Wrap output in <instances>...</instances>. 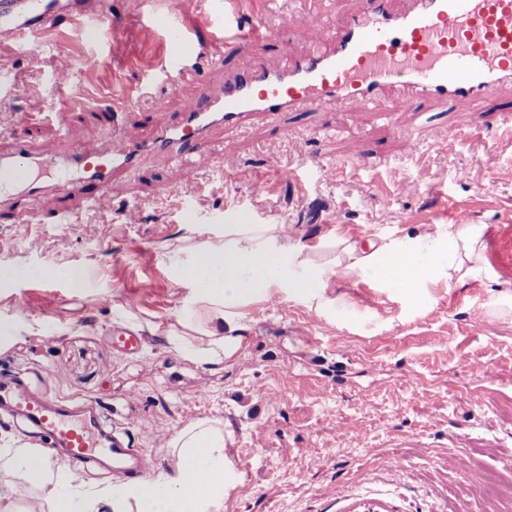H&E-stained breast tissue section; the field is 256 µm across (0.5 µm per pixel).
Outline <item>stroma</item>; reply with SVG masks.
Here are the masks:
<instances>
[{
	"label": "stroma",
	"instance_id": "stroma-1",
	"mask_svg": "<svg viewBox=\"0 0 512 512\" xmlns=\"http://www.w3.org/2000/svg\"><path fill=\"white\" fill-rule=\"evenodd\" d=\"M164 8L112 0V43L95 37L90 16L79 35L61 25L36 41L0 43V107L32 117L0 131V154L17 134L45 155L65 151L38 112L65 113L93 143L117 138L106 114L142 88V136L175 123L195 88L170 85L172 48L153 22ZM323 25L294 21L253 51L282 62L317 44ZM156 97L164 110H154ZM497 104L486 114L464 103L421 112L394 93L380 112L327 103L286 113L277 127L258 119L212 129L180 165L147 155L138 171L116 173L103 206L71 197L76 222L55 218L52 201L31 202L19 222H0V266L14 272L0 284V319L21 314L42 332L1 349L0 372L61 404L111 409L157 472L168 470L178 431L200 420L222 427L242 483L221 512H512V499L489 497L472 476L512 486V323L487 313L512 293V90ZM452 125L465 137L449 148ZM304 140L315 152L308 169ZM240 167L256 182L234 181ZM292 170L304 171L302 182ZM126 208L138 222L123 220ZM462 220L479 235L475 281L436 279L412 306L372 272L293 264L267 299L238 308L246 340L230 367L206 371L177 350L186 321L207 308L181 275L198 246L251 236L277 252L285 242L317 245L333 228L380 243L434 237ZM271 224L292 231L272 238ZM292 278L326 284L346 309L316 316L289 294ZM118 328L143 336L139 353L115 352Z\"/></svg>",
	"mask_w": 512,
	"mask_h": 512
}]
</instances>
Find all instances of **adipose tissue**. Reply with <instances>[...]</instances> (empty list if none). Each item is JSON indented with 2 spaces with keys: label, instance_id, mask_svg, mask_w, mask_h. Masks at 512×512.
Instances as JSON below:
<instances>
[{
  "label": "adipose tissue",
  "instance_id": "adipose-tissue-1",
  "mask_svg": "<svg viewBox=\"0 0 512 512\" xmlns=\"http://www.w3.org/2000/svg\"><path fill=\"white\" fill-rule=\"evenodd\" d=\"M479 236L466 224L449 225L437 237H419L402 242L361 244L335 234L322 238L327 255L315 259L311 249L289 248L293 263L349 275L368 268L388 292L401 294L416 303L426 283L445 277L460 283L474 277L482 256ZM429 252L431 261L420 258ZM199 259L184 269L207 303L205 322L199 337L182 342V357L208 370L234 360L242 348L243 326L236 314L245 301L265 296V286L283 280L285 268L277 254L244 236L224 248L202 246ZM172 473L125 485L121 494H99L79 498L64 477L55 475L40 448L14 441L0 448V464L24 478L33 479L38 491L40 512H220L226 496L239 483L233 462L226 451L224 431L209 421H199L176 433L169 442Z\"/></svg>",
  "mask_w": 512,
  "mask_h": 512
}]
</instances>
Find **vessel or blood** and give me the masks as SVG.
Segmentation results:
<instances>
[{
	"label": "vessel or blood",
	"mask_w": 512,
	"mask_h": 512,
	"mask_svg": "<svg viewBox=\"0 0 512 512\" xmlns=\"http://www.w3.org/2000/svg\"><path fill=\"white\" fill-rule=\"evenodd\" d=\"M391 2L370 0L367 11L331 28L315 49L273 66L250 53L254 43L276 32L262 14L246 23L240 13L225 12L224 32L216 35L208 13L189 18L181 0H166L162 18L172 33V81L195 87L178 121L143 139L131 119L137 102L130 98L111 115L123 131L105 149L90 150L79 141L66 154L44 157L25 140L16 141L11 153L0 155V215L22 212L35 196L60 202L79 193L91 204L107 200L113 171H136L144 155L176 159L191 153L212 126L236 129L257 116L276 124L283 113L311 111L335 98L363 109L396 88L412 103L468 102L475 111H495L499 91L512 85V0H407L402 9ZM318 12L319 0L279 3L284 20ZM89 14L101 19L97 37L111 40L110 0H0V41L29 38ZM186 48L198 64H184ZM228 56L242 63L213 89L204 69ZM0 406L20 416L43 447L63 451L75 465L111 458L110 473L122 481L148 478L153 470L149 455L112 436L106 410L78 419L13 379L0 382Z\"/></svg>",
	"instance_id": "b4317fda"
}]
</instances>
